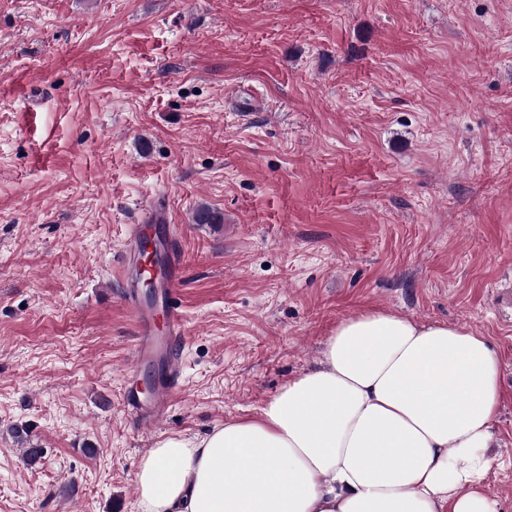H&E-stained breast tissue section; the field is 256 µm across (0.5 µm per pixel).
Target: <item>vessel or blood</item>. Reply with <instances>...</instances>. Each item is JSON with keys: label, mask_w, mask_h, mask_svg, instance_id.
<instances>
[{"label": "vessel or blood", "mask_w": 512, "mask_h": 512, "mask_svg": "<svg viewBox=\"0 0 512 512\" xmlns=\"http://www.w3.org/2000/svg\"><path fill=\"white\" fill-rule=\"evenodd\" d=\"M169 221L168 211L158 208L153 224L133 225L127 240V256L118 272L121 279H129L134 263L144 253L146 241L154 225ZM143 274L153 277L160 288L157 303H148L137 288H128L126 302L133 313L135 324L134 367L150 366L160 352H167L164 377L153 386L149 398H142L139 391L128 389L122 394L123 404L131 411L139 425L156 428L163 424L168 412L171 394L180 386L184 373L181 351L186 343V316L179 298V286L184 278L185 262L181 250L169 251L162 268L146 266Z\"/></svg>", "instance_id": "vessel-or-blood-1"}]
</instances>
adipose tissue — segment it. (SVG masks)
<instances>
[{"mask_svg":"<svg viewBox=\"0 0 512 512\" xmlns=\"http://www.w3.org/2000/svg\"><path fill=\"white\" fill-rule=\"evenodd\" d=\"M501 357L454 324L341 319L253 417L159 439L142 512H499L485 490Z\"/></svg>","mask_w":512,"mask_h":512,"instance_id":"1","label":"adipose tissue"}]
</instances>
